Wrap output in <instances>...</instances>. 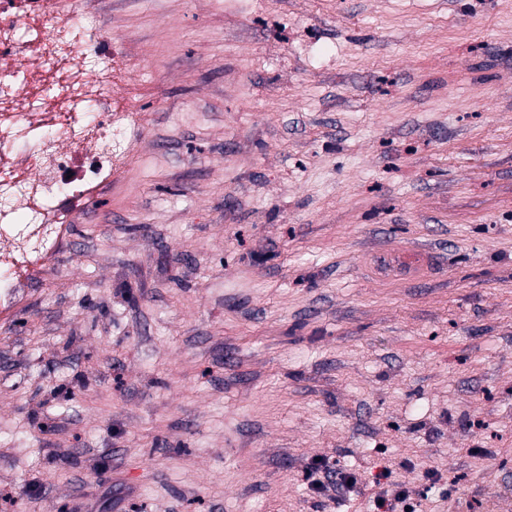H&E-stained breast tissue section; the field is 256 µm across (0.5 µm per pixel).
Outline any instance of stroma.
<instances>
[{
	"label": "stroma",
	"mask_w": 512,
	"mask_h": 512,
	"mask_svg": "<svg viewBox=\"0 0 512 512\" xmlns=\"http://www.w3.org/2000/svg\"><path fill=\"white\" fill-rule=\"evenodd\" d=\"M91 2L147 143L0 324V512H512V0ZM315 475V476H314ZM313 491L319 495L328 490L336 491L337 500L344 499L347 494L354 492L358 484L356 475L341 470H331L328 467L317 466L308 474ZM390 467H383L377 485H386L383 491L369 498L374 512H416L408 491L403 486L392 482ZM381 480H390V483Z\"/></svg>",
	"instance_id": "stroma-1"
}]
</instances>
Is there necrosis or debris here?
<instances>
[{
    "instance_id": "4bbe7bcc",
    "label": "necrosis or debris",
    "mask_w": 512,
    "mask_h": 512,
    "mask_svg": "<svg viewBox=\"0 0 512 512\" xmlns=\"http://www.w3.org/2000/svg\"><path fill=\"white\" fill-rule=\"evenodd\" d=\"M87 49L112 54L85 0L55 12L48 0H0V303L22 287L33 256L53 253L56 225L126 156L137 116L116 102Z\"/></svg>"
}]
</instances>
